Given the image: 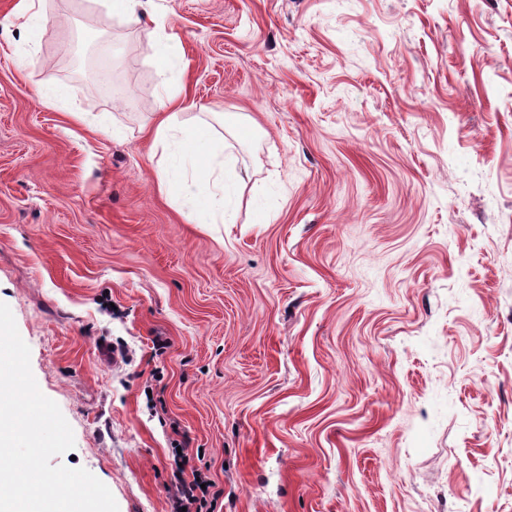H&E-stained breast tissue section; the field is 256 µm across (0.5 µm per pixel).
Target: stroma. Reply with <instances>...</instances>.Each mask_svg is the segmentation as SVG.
I'll return each mask as SVG.
<instances>
[{
  "instance_id": "stroma-1",
  "label": "stroma",
  "mask_w": 512,
  "mask_h": 512,
  "mask_svg": "<svg viewBox=\"0 0 512 512\" xmlns=\"http://www.w3.org/2000/svg\"><path fill=\"white\" fill-rule=\"evenodd\" d=\"M16 4L0 302L74 433L53 464L119 512H174L180 449L214 512H512V0ZM169 87L227 223L156 189ZM156 63L160 71L165 74L171 67L176 56L177 43L172 36L159 33L156 38Z\"/></svg>"
}]
</instances>
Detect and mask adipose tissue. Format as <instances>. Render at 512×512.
I'll list each match as a JSON object with an SVG mask.
<instances>
[{"label":"adipose tissue","mask_w":512,"mask_h":512,"mask_svg":"<svg viewBox=\"0 0 512 512\" xmlns=\"http://www.w3.org/2000/svg\"><path fill=\"white\" fill-rule=\"evenodd\" d=\"M162 107V112L148 130L154 147L163 152L158 162L157 187L165 194L179 191L183 199L194 206L201 223H218L224 215L211 208L214 198L212 178L218 166L213 151L214 131L206 123L184 128L179 91L167 93ZM179 158L191 161L193 172L190 179L176 188L169 178V171Z\"/></svg>","instance_id":"1"}]
</instances>
